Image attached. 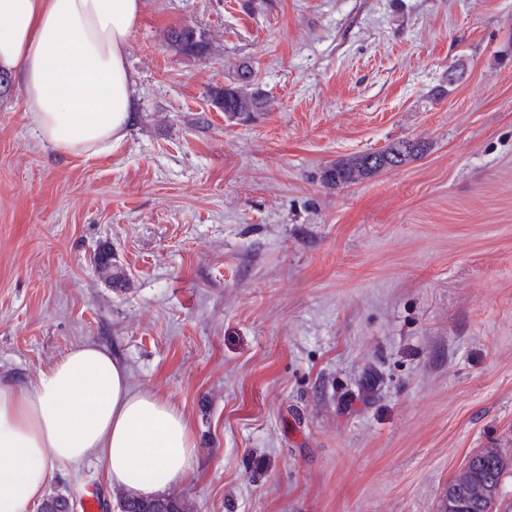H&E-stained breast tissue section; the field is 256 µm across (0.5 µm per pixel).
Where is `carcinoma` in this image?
Returning <instances> with one entry per match:
<instances>
[{
  "mask_svg": "<svg viewBox=\"0 0 512 512\" xmlns=\"http://www.w3.org/2000/svg\"><path fill=\"white\" fill-rule=\"evenodd\" d=\"M167 40L181 55L202 57L209 54L211 43L196 26L183 25L168 31ZM213 105L224 112L231 123H246L261 115L267 101L265 91L252 80L250 66L238 64L235 77L221 87L210 90ZM417 156L401 140L382 151L352 156L338 161L323 172L322 180L329 186L350 185L372 177L384 169H392ZM512 473V452L490 449L471 457L466 466L448 483V500L453 507L444 512H496L501 485ZM119 512H194L191 505L178 497L145 498L119 493L116 498ZM40 512H70L66 498L47 497Z\"/></svg>",
  "mask_w": 512,
  "mask_h": 512,
  "instance_id": "1",
  "label": "carcinoma"
}]
</instances>
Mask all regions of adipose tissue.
<instances>
[{
    "label": "adipose tissue",
    "instance_id": "obj_1",
    "mask_svg": "<svg viewBox=\"0 0 512 512\" xmlns=\"http://www.w3.org/2000/svg\"><path fill=\"white\" fill-rule=\"evenodd\" d=\"M144 0H0V71L20 75L41 142L99 155L135 118L125 48ZM177 406L131 387L112 356L75 346L30 384L0 386V512H30L55 468L95 458L112 483L152 497L193 472Z\"/></svg>",
    "mask_w": 512,
    "mask_h": 512
}]
</instances>
